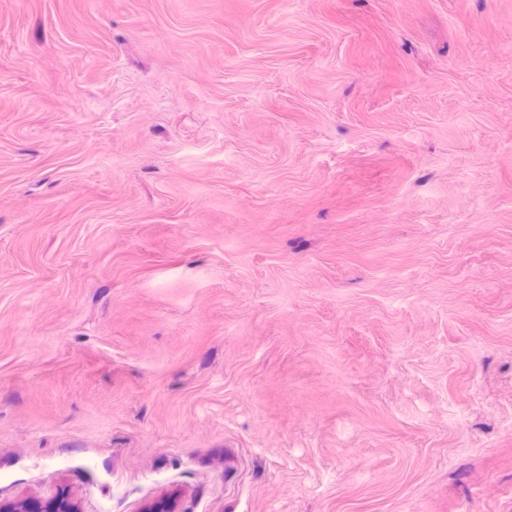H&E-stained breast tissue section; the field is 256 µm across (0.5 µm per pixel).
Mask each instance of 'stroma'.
I'll return each instance as SVG.
<instances>
[{
	"instance_id": "35a3bbf8",
	"label": "stroma",
	"mask_w": 512,
	"mask_h": 512,
	"mask_svg": "<svg viewBox=\"0 0 512 512\" xmlns=\"http://www.w3.org/2000/svg\"><path fill=\"white\" fill-rule=\"evenodd\" d=\"M512 512V0H0V502Z\"/></svg>"
}]
</instances>
